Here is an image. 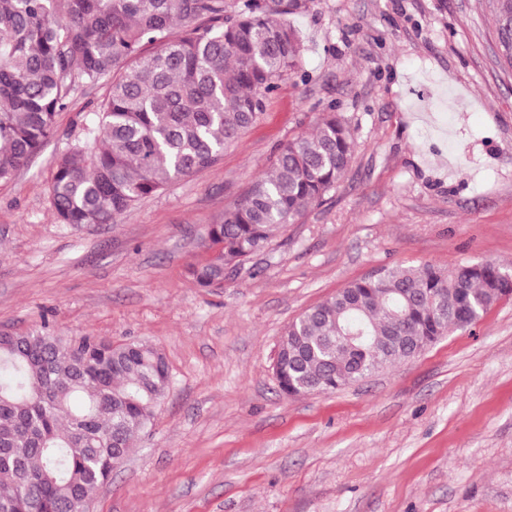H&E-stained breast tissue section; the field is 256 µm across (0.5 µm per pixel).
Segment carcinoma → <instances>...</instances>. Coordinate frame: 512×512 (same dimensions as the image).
Listing matches in <instances>:
<instances>
[{"label": "carcinoma", "instance_id": "1", "mask_svg": "<svg viewBox=\"0 0 512 512\" xmlns=\"http://www.w3.org/2000/svg\"><path fill=\"white\" fill-rule=\"evenodd\" d=\"M497 35L512 0H488ZM306 0H0V181L56 132L81 86L105 84L82 135L56 161L61 224H115L141 198L215 165L298 69L302 44L283 20ZM354 151L331 107L279 147L272 169L209 228L210 256L188 273L224 287L343 182ZM512 296L492 261L444 271L388 267L355 280L284 329L274 370L291 396L333 392L416 356ZM172 376L146 341L114 343L50 327L0 335V512H88L96 491L150 432Z\"/></svg>", "mask_w": 512, "mask_h": 512}]
</instances>
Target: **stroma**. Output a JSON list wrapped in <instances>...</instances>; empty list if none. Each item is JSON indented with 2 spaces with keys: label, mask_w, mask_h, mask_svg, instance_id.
Wrapping results in <instances>:
<instances>
[{
  "label": "stroma",
  "mask_w": 512,
  "mask_h": 512,
  "mask_svg": "<svg viewBox=\"0 0 512 512\" xmlns=\"http://www.w3.org/2000/svg\"><path fill=\"white\" fill-rule=\"evenodd\" d=\"M297 72L214 166L116 224L54 217V162L106 89L0 182V333L145 340L173 377L89 512H512V297L416 357L332 393L287 396L286 325L383 267L512 269V70L485 0H309L288 16ZM336 105L355 131L344 182L223 288L188 277L208 226L277 148Z\"/></svg>",
  "instance_id": "35a3bbf8"
}]
</instances>
